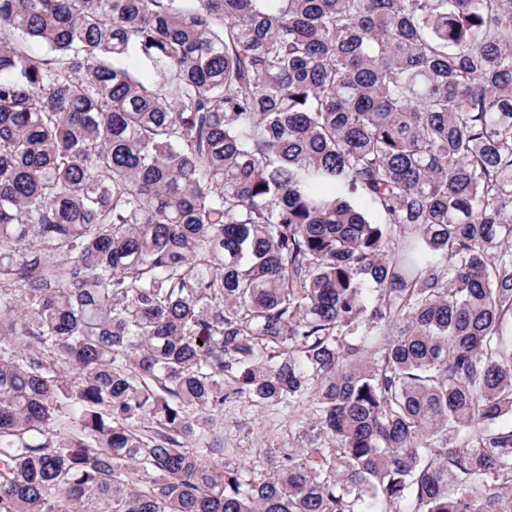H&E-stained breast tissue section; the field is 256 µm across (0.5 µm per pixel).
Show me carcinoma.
I'll use <instances>...</instances> for the list:
<instances>
[{
    "label": "carcinoma",
    "instance_id": "1",
    "mask_svg": "<svg viewBox=\"0 0 512 512\" xmlns=\"http://www.w3.org/2000/svg\"><path fill=\"white\" fill-rule=\"evenodd\" d=\"M511 323L512 0H0V512H512ZM294 433L288 417L273 418L247 401L224 408V448H238L241 457L258 460L257 448H288L299 436Z\"/></svg>",
    "mask_w": 512,
    "mask_h": 512
}]
</instances>
